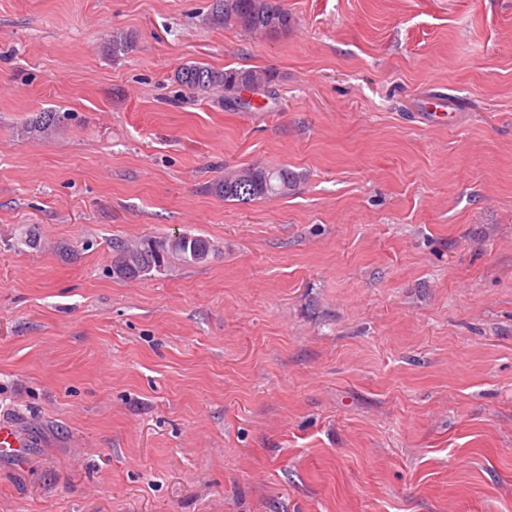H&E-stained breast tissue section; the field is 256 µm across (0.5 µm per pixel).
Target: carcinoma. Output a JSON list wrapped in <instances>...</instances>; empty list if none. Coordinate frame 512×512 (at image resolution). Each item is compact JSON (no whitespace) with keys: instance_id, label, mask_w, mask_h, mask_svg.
Here are the masks:
<instances>
[{"instance_id":"obj_1","label":"carcinoma","mask_w":512,"mask_h":512,"mask_svg":"<svg viewBox=\"0 0 512 512\" xmlns=\"http://www.w3.org/2000/svg\"><path fill=\"white\" fill-rule=\"evenodd\" d=\"M210 24L235 28L254 35L277 36L291 28L292 17L278 0H212L208 14ZM132 37L123 32L112 35L109 45L112 55L129 50ZM238 78L239 84H250L262 90L274 81L269 72L253 69L215 70L200 64H186L177 71V80L195 92L222 90L228 101L238 102V84L229 82ZM60 124V114L53 111L38 112L21 127L24 136L32 139L51 135ZM299 175L286 166L252 165L237 171L214 184L213 190L226 201L249 203L269 197L283 196L295 190ZM117 259L113 274L120 279L145 276L152 271H163L177 260L183 264H199L214 251L206 238L193 235L146 238L136 245L117 242Z\"/></svg>"}]
</instances>
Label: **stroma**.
Masks as SVG:
<instances>
[{"mask_svg": "<svg viewBox=\"0 0 512 512\" xmlns=\"http://www.w3.org/2000/svg\"><path fill=\"white\" fill-rule=\"evenodd\" d=\"M210 3L0 0V512H512V0ZM252 164L302 179L212 192ZM213 0L208 21L213 26L240 29L254 35L286 34L292 17L277 0ZM242 20V22L239 21ZM238 78V81L246 86L250 84L256 87V91L264 89L274 81V76L269 72L253 69H224L215 70L200 64H186L177 71V80L187 89L195 92H209L222 90L227 94L228 101L237 104L241 92L237 84L229 83L230 78ZM58 112L43 111L35 113L21 127L24 136L32 139L44 138L51 135L60 124ZM298 181L299 175L287 166L252 165L231 176H224V180L214 184L213 190L224 201L249 203L290 194ZM214 250L208 239L187 234L146 238L136 245L116 242L113 274L120 279L142 277L153 270H165L174 260L188 265L199 264ZM30 443L12 425L0 422V457L22 460Z\"/></svg>", "mask_w": 512, "mask_h": 512, "instance_id": "obj_1", "label": "stroma"}]
</instances>
